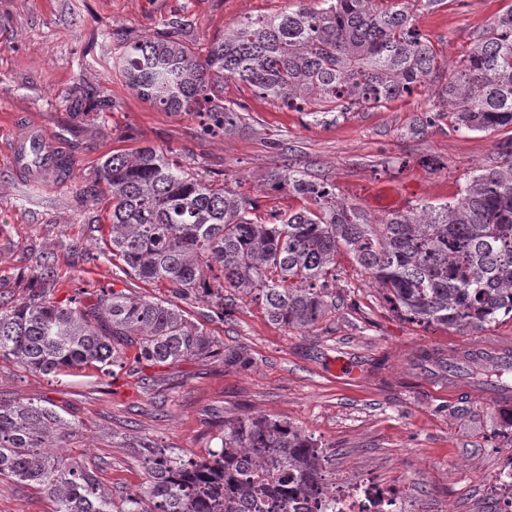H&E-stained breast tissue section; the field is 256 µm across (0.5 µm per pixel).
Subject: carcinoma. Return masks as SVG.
<instances>
[{"label":"carcinoma","instance_id":"1","mask_svg":"<svg viewBox=\"0 0 512 512\" xmlns=\"http://www.w3.org/2000/svg\"><path fill=\"white\" fill-rule=\"evenodd\" d=\"M445 0H297L279 15L224 29L198 57L171 18L153 36L124 39L115 60L126 84L163 112H194L201 131L224 135L247 107L224 102L230 78L260 98L306 112L378 109L426 85L434 111L470 132L512 128V5L472 37L453 67L419 30V9ZM110 202L112 258L140 280L168 284L177 299L198 296L224 307L226 292L258 291L270 320L307 329L336 310V258L346 252L392 308L407 319L478 333L512 318V150L474 174L454 202L428 203L374 221L338 201L336 187L290 163L270 173L273 191L302 206L255 213L228 183L185 173L154 147L107 156L99 168ZM0 306V357L57 379L93 367L133 378L146 364L208 356L217 342L173 301L100 288L66 300L42 284ZM68 421L38 397L0 400V478L46 492L54 512H289L336 494L328 453L297 425L264 415L224 420L206 458H185L146 440L138 444L147 483L115 496L83 463L48 449Z\"/></svg>","mask_w":512,"mask_h":512}]
</instances>
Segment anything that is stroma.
Segmentation results:
<instances>
[{
	"instance_id": "35a3bbf8",
	"label": "stroma",
	"mask_w": 512,
	"mask_h": 512,
	"mask_svg": "<svg viewBox=\"0 0 512 512\" xmlns=\"http://www.w3.org/2000/svg\"><path fill=\"white\" fill-rule=\"evenodd\" d=\"M512 0H446L423 12L422 34L455 65L473 34ZM291 0H0V302L24 301L42 257L55 300L109 287L167 298L160 283L126 274L107 257L109 204L98 169L115 150L150 146L191 173L238 185L259 214L299 208L291 194H269L260 179L290 162L308 166L339 198L375 220L365 186L409 193V208L457 198L477 170L491 167L512 131L458 130L447 117L424 132L414 123L434 88L372 111L327 122L255 97L235 81L224 97L249 107L247 125L201 135L189 112H163L139 98L113 66L123 37L151 36L170 18L197 56L244 18L287 10ZM44 129L69 173L39 185L10 169L12 140L28 125ZM336 310L307 330L270 321L252 293L232 294L224 314L213 302H183L192 322L223 353L146 365L139 378H106L82 368L60 379L0 360V399L38 396L63 410L70 427L60 455L77 458L113 494L144 486L136 443L149 438L175 453L206 456L225 418L267 415L300 426L326 448L339 481L367 482L396 497L404 512H497L496 479L512 462V402L475 397L478 365L448 390V357L512 341V319L478 334L418 324L394 311L348 254L336 259ZM28 484L0 481V512H51Z\"/></svg>"
}]
</instances>
